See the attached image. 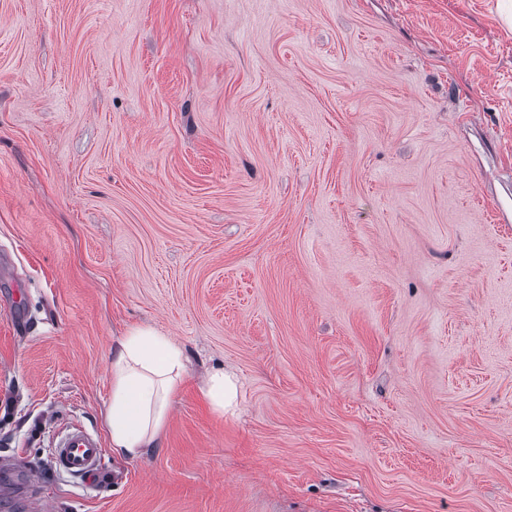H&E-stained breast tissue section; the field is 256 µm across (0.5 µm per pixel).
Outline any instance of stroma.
Wrapping results in <instances>:
<instances>
[{
	"mask_svg": "<svg viewBox=\"0 0 512 512\" xmlns=\"http://www.w3.org/2000/svg\"><path fill=\"white\" fill-rule=\"evenodd\" d=\"M135 326L187 375L129 458ZM0 512H512L498 0H0ZM202 391L216 410L223 414L234 413L238 405L239 380L233 372L224 370L211 374ZM101 453L98 438L81 427H75L55 444L54 460L69 474L92 481L99 474Z\"/></svg>",
	"mask_w": 512,
	"mask_h": 512,
	"instance_id": "obj_1",
	"label": "stroma"
}]
</instances>
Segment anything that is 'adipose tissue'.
<instances>
[{"label": "adipose tissue", "mask_w": 512, "mask_h": 512, "mask_svg": "<svg viewBox=\"0 0 512 512\" xmlns=\"http://www.w3.org/2000/svg\"><path fill=\"white\" fill-rule=\"evenodd\" d=\"M185 376L181 348L149 327L130 330L112 355V394L107 420L113 450L135 457L153 447L173 395ZM225 413L238 405L239 380L230 371L211 374L202 388Z\"/></svg>", "instance_id": "adipose-tissue-1"}]
</instances>
